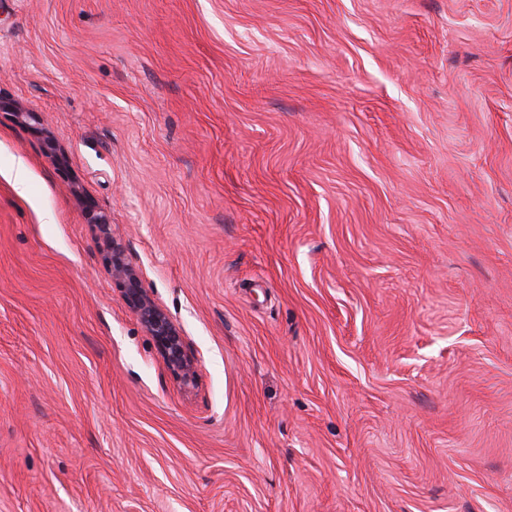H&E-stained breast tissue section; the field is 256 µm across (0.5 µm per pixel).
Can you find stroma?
<instances>
[{"mask_svg":"<svg viewBox=\"0 0 512 512\" xmlns=\"http://www.w3.org/2000/svg\"><path fill=\"white\" fill-rule=\"evenodd\" d=\"M0 96V512H512V0H0ZM87 219L107 247L105 260L123 291L126 304L139 316L149 334L154 337L158 350L167 364L185 381L194 378V360L188 355L179 331L169 318L147 295L141 286L139 273L125 262L120 247L112 239V224L108 215L99 210L91 196L80 197Z\"/></svg>","mask_w":512,"mask_h":512,"instance_id":"obj_1","label":"stroma"}]
</instances>
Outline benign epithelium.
Instances as JSON below:
<instances>
[{
    "mask_svg": "<svg viewBox=\"0 0 512 512\" xmlns=\"http://www.w3.org/2000/svg\"><path fill=\"white\" fill-rule=\"evenodd\" d=\"M0 112H12L24 122L40 123L39 115L27 112L16 101L0 97ZM80 204L87 219L98 232L107 247L105 260L123 291L126 304L139 316L149 334L154 337L158 350L167 364L184 381L194 378V360L188 355L179 331L169 318L147 295L141 286L139 273L125 262L120 247L112 239V224L108 215L99 210L95 200L86 195L80 197Z\"/></svg>",
    "mask_w": 512,
    "mask_h": 512,
    "instance_id": "obj_1",
    "label": "benign epithelium"
}]
</instances>
